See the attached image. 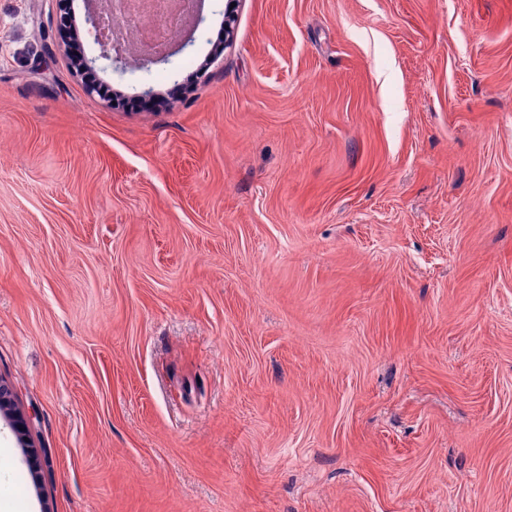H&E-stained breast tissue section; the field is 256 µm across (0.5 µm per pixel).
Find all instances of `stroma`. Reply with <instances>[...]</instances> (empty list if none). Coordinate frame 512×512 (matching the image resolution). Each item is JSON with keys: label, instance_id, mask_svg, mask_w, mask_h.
I'll return each mask as SVG.
<instances>
[{"label": "stroma", "instance_id": "obj_1", "mask_svg": "<svg viewBox=\"0 0 512 512\" xmlns=\"http://www.w3.org/2000/svg\"><path fill=\"white\" fill-rule=\"evenodd\" d=\"M224 7L122 108L0 0V494L512 512V0Z\"/></svg>", "mask_w": 512, "mask_h": 512}]
</instances>
